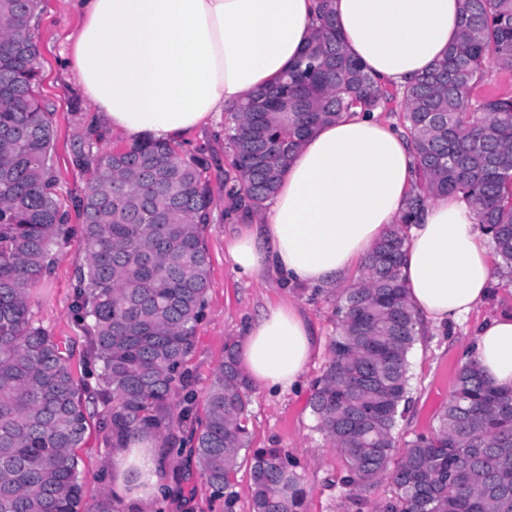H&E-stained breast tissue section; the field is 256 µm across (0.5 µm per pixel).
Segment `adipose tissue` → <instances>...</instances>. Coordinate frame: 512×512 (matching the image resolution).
<instances>
[{"label": "adipose tissue", "mask_w": 512, "mask_h": 512, "mask_svg": "<svg viewBox=\"0 0 512 512\" xmlns=\"http://www.w3.org/2000/svg\"><path fill=\"white\" fill-rule=\"evenodd\" d=\"M83 24L69 64L101 129L177 143L213 126L229 105L276 85L316 27V0H73ZM349 52L381 82L405 89L444 58L459 35V0H333ZM404 129L377 114L318 127L294 154L274 197L227 243L239 274L271 270L289 284L332 289L395 224L406 244L409 302L433 327L465 321L496 283L471 200L428 201L402 219L415 182ZM323 345L293 304L268 306L244 329L239 362L263 389L296 387ZM470 356L495 387L512 389V309L473 330ZM116 476L138 466L161 483L147 441L114 454Z\"/></svg>", "instance_id": "ef3b65f1"}]
</instances>
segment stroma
Listing matches in <instances>:
<instances>
[{"mask_svg":"<svg viewBox=\"0 0 512 512\" xmlns=\"http://www.w3.org/2000/svg\"><path fill=\"white\" fill-rule=\"evenodd\" d=\"M36 30L40 49L37 60L41 73L39 92L54 115L55 145L52 162L58 175V194L63 202L82 196L88 176L71 163V150L92 115L72 70L64 68L69 37L82 23L71 0H42ZM225 138L205 129L191 134L182 147L203 152L209 160L207 176L214 189L213 216L205 243L210 256V288L206 316L198 325L194 348L187 366L198 397H205L218 366L224 360V343L241 338L244 326L268 306L281 302L295 304L327 344L335 336L339 319L336 298L339 289L285 287L273 273L255 278L239 275L226 251L227 239L238 232L236 220L224 212V171L230 156ZM83 250L79 235H71L61 246L50 278L33 294L35 319L60 340L71 341L75 354L84 349L83 333L73 322L70 307L76 260ZM512 309V292L494 287L489 300L471 313L468 321L426 331L418 337L408 355L410 404L394 430L397 443L411 440L435 426L453 391L455 374L464 363L468 333L484 317L498 310ZM330 351L325 347L309 363L298 389L274 392L253 388L247 412L250 445L254 448H281L296 458L304 469L308 492L306 512H338L342 463L316 431L310 408L313 382L322 375ZM81 459L85 494L95 497L115 488L112 453L105 448L99 424H92ZM166 485L170 497L149 500L144 512H224L223 500L213 498L201 479L190 448L179 449L167 460Z\"/></svg>","mask_w":512,"mask_h":512,"instance_id":"1","label":"stroma"}]
</instances>
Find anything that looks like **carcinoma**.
<instances>
[{
	"instance_id": "cac0c4a2",
	"label": "carcinoma",
	"mask_w": 512,
	"mask_h": 512,
	"mask_svg": "<svg viewBox=\"0 0 512 512\" xmlns=\"http://www.w3.org/2000/svg\"><path fill=\"white\" fill-rule=\"evenodd\" d=\"M41 0H0V512H119L114 494L88 500L80 459L91 411L106 447L154 440L160 461L192 447L212 495L235 512L233 481L250 456L252 512H305L304 475L281 448L250 447L252 384L231 339L189 439L194 415L186 359L205 316L213 223L206 157L169 142L134 138L93 150L90 127L72 150L90 185L74 201L83 257L71 315L85 333L76 375L66 344L34 320L33 290L51 274L69 214L52 165V112L36 94L32 53ZM320 27L279 83L231 106V162L224 199L258 213L275 195L301 142L356 108L390 107L395 95L347 51L331 0ZM512 76V0H461L460 35L448 54L402 95L400 119L415 147L420 191L460 192L476 205L499 273L512 272V92L473 91L485 63ZM399 225L372 248L364 275L336 300L339 328L310 400L316 430L344 464L339 508H361L382 480L392 494L377 512H512V390L462 364L448 405L428 435L397 449L394 429L409 405L408 354L419 331L400 272Z\"/></svg>"
}]
</instances>
